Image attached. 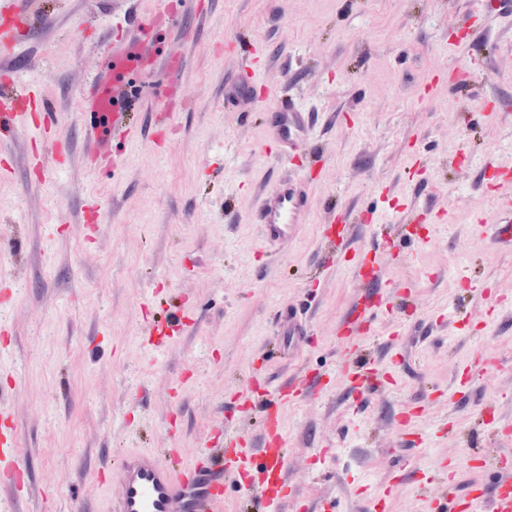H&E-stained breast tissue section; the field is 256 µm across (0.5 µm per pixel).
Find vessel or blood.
<instances>
[{
  "instance_id": "obj_1",
  "label": "vessel or blood",
  "mask_w": 512,
  "mask_h": 512,
  "mask_svg": "<svg viewBox=\"0 0 512 512\" xmlns=\"http://www.w3.org/2000/svg\"><path fill=\"white\" fill-rule=\"evenodd\" d=\"M166 13V5H159L146 18L145 34L121 38L119 46L112 51L110 68L97 71L86 90L74 100L75 111L88 120L87 155L96 157L107 153L114 135L129 133L126 116L116 105L125 91L122 77L131 70L129 57H154L150 31L162 23ZM35 95L36 89L29 81L17 78L0 81V120L16 121L27 112ZM276 101L279 110L271 116L270 134L279 145L280 156L286 159L308 137L314 117L285 94H277ZM502 182L508 190L496 198L487 223L492 230V241L512 247V178L503 177ZM312 186L311 174L297 173L265 190L257 214L262 247L288 242L308 223L315 205ZM351 220V215L347 214L338 228L324 226L323 237L335 252L350 250ZM359 278L364 290L336 326L337 337L349 347L355 344V331L374 327L379 312L389 302L388 292L380 288L381 271L374 260H362ZM346 371L356 392L361 394L373 393L387 383L385 377L364 361L349 362ZM304 383V377L298 376L279 385L277 403L301 402ZM258 405L264 411L267 434L257 450V465L244 461L239 447L243 436L239 433L225 434L221 451L209 447L200 449L188 463L171 453H128L108 470L114 490L112 512H218L224 502V486L230 480L243 493L254 495L258 503L264 505L295 501V488L288 471V439L278 425L276 403L262 399ZM21 476L22 467L13 440H0V487L20 492ZM421 489L429 497L451 500L454 512H478L486 502L490 503L492 512H512V477L507 475L498 476L493 487L482 484L472 487L462 498L453 496L452 484L448 481L439 488L426 482Z\"/></svg>"
}]
</instances>
